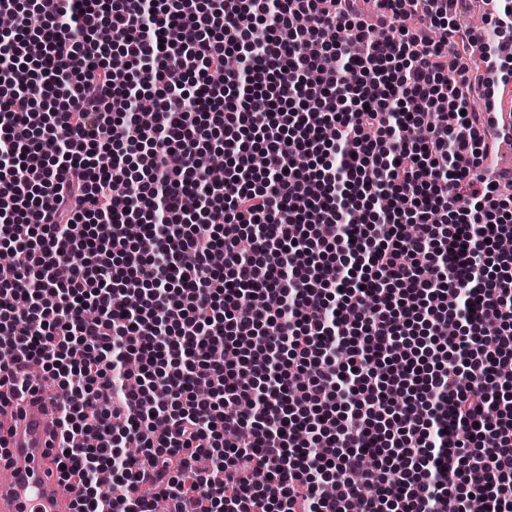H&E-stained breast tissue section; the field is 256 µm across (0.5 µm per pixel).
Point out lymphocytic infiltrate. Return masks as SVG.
I'll use <instances>...</instances> for the list:
<instances>
[{
  "label": "lymphocytic infiltrate",
  "mask_w": 512,
  "mask_h": 512,
  "mask_svg": "<svg viewBox=\"0 0 512 512\" xmlns=\"http://www.w3.org/2000/svg\"><path fill=\"white\" fill-rule=\"evenodd\" d=\"M365 1L0 0V401L62 391L73 512H512L504 47Z\"/></svg>",
  "instance_id": "f902f5d3"
}]
</instances>
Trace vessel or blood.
<instances>
[{
  "label": "vessel or blood",
  "instance_id": "1",
  "mask_svg": "<svg viewBox=\"0 0 512 512\" xmlns=\"http://www.w3.org/2000/svg\"><path fill=\"white\" fill-rule=\"evenodd\" d=\"M5 451L12 461L11 476L0 481V512H71L79 495L75 482L62 479L49 436L56 416L38 396L0 408Z\"/></svg>",
  "mask_w": 512,
  "mask_h": 512
}]
</instances>
